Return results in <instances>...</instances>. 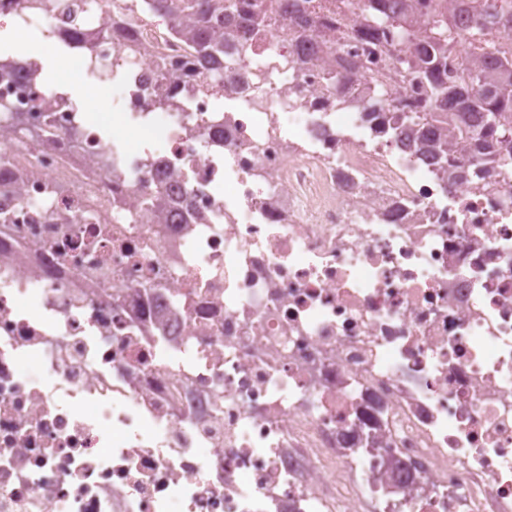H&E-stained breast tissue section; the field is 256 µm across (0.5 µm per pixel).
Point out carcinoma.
I'll return each instance as SVG.
<instances>
[{
	"label": "carcinoma",
	"mask_w": 512,
	"mask_h": 512,
	"mask_svg": "<svg viewBox=\"0 0 512 512\" xmlns=\"http://www.w3.org/2000/svg\"><path fill=\"white\" fill-rule=\"evenodd\" d=\"M382 29H392L396 15L411 18L412 0H356ZM147 10L180 28L205 67H215L224 56V35L216 18L241 10L240 0H143ZM497 24L512 36V0H436L427 27L408 25L395 30L410 43L427 39L432 52L417 61L403 52L397 65L426 83L437 106L448 105V135L430 136L425 113L406 112L398 117L401 132L438 158L461 148L470 154L472 174L480 176L486 164L512 165V54L488 50L482 55L465 54L448 59V44L462 46L482 42L487 30Z\"/></svg>",
	"instance_id": "obj_1"
}]
</instances>
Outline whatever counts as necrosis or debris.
<instances>
[{
    "instance_id": "4bbe7bcc",
    "label": "necrosis or debris",
    "mask_w": 512,
    "mask_h": 512,
    "mask_svg": "<svg viewBox=\"0 0 512 512\" xmlns=\"http://www.w3.org/2000/svg\"><path fill=\"white\" fill-rule=\"evenodd\" d=\"M58 3L0 20L163 135L0 60V512H512V170L450 181L397 130L431 106L403 43L252 0L220 82L140 0Z\"/></svg>"
}]
</instances>
